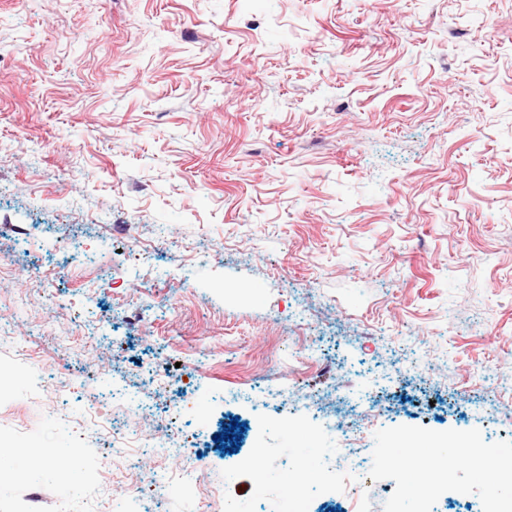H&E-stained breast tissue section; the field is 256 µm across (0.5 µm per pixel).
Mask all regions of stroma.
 I'll list each match as a JSON object with an SVG mask.
<instances>
[{
  "label": "stroma",
  "mask_w": 512,
  "mask_h": 512,
  "mask_svg": "<svg viewBox=\"0 0 512 512\" xmlns=\"http://www.w3.org/2000/svg\"><path fill=\"white\" fill-rule=\"evenodd\" d=\"M15 342L0 512H128L191 464L252 512L237 459L289 483L290 449L335 447L337 391L373 409L360 512H398L394 434L512 459V0H0ZM239 389L279 395L260 417ZM114 425L185 453L128 470ZM455 466L469 499L437 512L492 490ZM324 474L357 480L315 459L302 512H347Z\"/></svg>",
  "instance_id": "35a3bbf8"
}]
</instances>
